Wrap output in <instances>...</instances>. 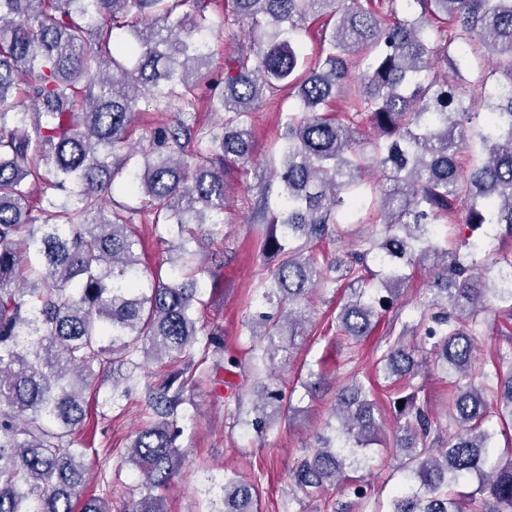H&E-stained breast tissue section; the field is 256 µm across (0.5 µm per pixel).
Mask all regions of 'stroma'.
<instances>
[{
	"label": "stroma",
	"instance_id": "obj_1",
	"mask_svg": "<svg viewBox=\"0 0 512 512\" xmlns=\"http://www.w3.org/2000/svg\"><path fill=\"white\" fill-rule=\"evenodd\" d=\"M214 30L210 37L212 52L209 76H224V61L238 54L249 55L250 36L245 27L225 26L219 12H212ZM293 102L287 94L263 96L256 102L253 129V162L247 171H227L224 175L226 208L224 222L228 237L223 243L224 266L200 275L204 299L208 303L211 322L224 330V343L236 355L245 353L243 322L258 308L256 291L267 266L261 255L262 225L254 217L257 187L267 179L266 162L279 141L284 116ZM465 208L457 206L452 224L439 225L437 232L449 246L463 239L480 242L484 246L479 260L486 282L496 281L498 252L512 250V236L505 226L478 227L464 222ZM432 276L427 266L412 269L411 278L394 304L392 316L383 317L372 336L360 344L338 336L330 323L336 314L337 303L348 297L345 290L333 286L319 288L311 303V316L301 338L297 339L291 363L283 374V390L290 393L298 414L292 421L274 425L260 436L250 429L229 428L224 413L226 389L204 384L187 389L186 419L180 438L185 462L181 476L170 489L165 490L168 512H220L222 503L210 492V479H223L225 470L236 471L241 477L255 483L261 512H336L344 494L328 491L318 498H308L294 491L289 472L297 459L315 445V436L322 432L333 404V390H322L317 396L306 395L297 382L301 363L321 364L330 380L343 382L350 374L372 373L376 349L384 345L392 318L408 322L416 318L424 298L425 288ZM482 333L476 340L479 362L493 359L503 336H512V313L488 312L480 317ZM150 372L139 374L128 396L116 403H108L112 392L111 379L100 382L95 395L89 399L88 417L81 424L76 440L86 449L94 471L87 485L98 492L109 487L113 505L138 498L140 477L134 465L126 460L127 451L144 415L141 398ZM421 387L420 399L438 417L443 434L456 430L448 416L451 392L439 375L428 373L417 379ZM380 415L385 423L381 449L375 454L371 471L363 481L371 502L388 508L401 475L394 468L390 446L396 428L395 414L386 395L378 397Z\"/></svg>",
	"mask_w": 512,
	"mask_h": 512
}]
</instances>
